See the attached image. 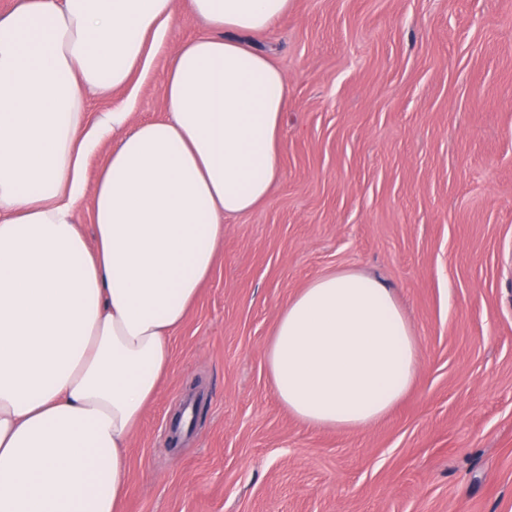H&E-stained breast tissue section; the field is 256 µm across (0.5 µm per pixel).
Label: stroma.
Wrapping results in <instances>:
<instances>
[{
	"label": "stroma",
	"instance_id": "1",
	"mask_svg": "<svg viewBox=\"0 0 512 512\" xmlns=\"http://www.w3.org/2000/svg\"><path fill=\"white\" fill-rule=\"evenodd\" d=\"M149 74L88 93L159 120L189 0ZM288 81L282 177L224 247L126 450L123 512H512V0H292L251 35ZM365 273L417 339L361 430L276 398L264 348L314 278Z\"/></svg>",
	"mask_w": 512,
	"mask_h": 512
}]
</instances>
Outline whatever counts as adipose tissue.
Listing matches in <instances>:
<instances>
[{"mask_svg": "<svg viewBox=\"0 0 512 512\" xmlns=\"http://www.w3.org/2000/svg\"><path fill=\"white\" fill-rule=\"evenodd\" d=\"M291 0H191L205 32L164 74V119L86 126V93L147 73L177 0H17L0 16V512H122L126 450L224 244L281 180L288 82L246 40ZM112 154L95 188L85 166ZM90 201L86 239L76 208ZM264 358L280 403L363 429L401 402L417 342L381 280H311ZM111 153L112 139L101 142L96 152L89 157L85 168V177L88 188L92 189L94 187L99 172L107 162Z\"/></svg>", "mask_w": 512, "mask_h": 512, "instance_id": "1", "label": "adipose tissue"}]
</instances>
